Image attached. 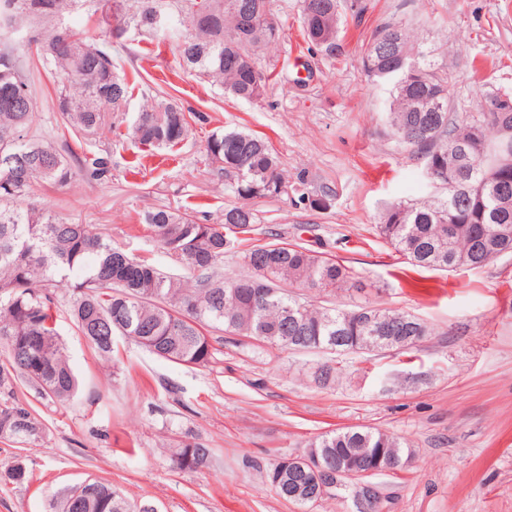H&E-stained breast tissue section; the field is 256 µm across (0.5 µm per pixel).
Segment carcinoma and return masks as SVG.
I'll return each mask as SVG.
<instances>
[{
	"instance_id": "carcinoma-1",
	"label": "carcinoma",
	"mask_w": 512,
	"mask_h": 512,
	"mask_svg": "<svg viewBox=\"0 0 512 512\" xmlns=\"http://www.w3.org/2000/svg\"><path fill=\"white\" fill-rule=\"evenodd\" d=\"M78 0H0V23L12 27L47 25L36 41L42 69L59 74L54 88L64 128L72 139L61 153L50 143L27 137L33 123L30 109L14 102H32L31 75L15 50L5 44L0 58V344L7 364L0 366V426L8 417L22 421L19 429L0 430V438L25 446L36 444L45 428L33 409L14 396L17 382L60 402L77 391L56 328L52 289L72 290L70 311L79 333L106 358L113 338L123 336L160 359L207 367L216 348L208 329H224L278 348L325 349L334 340L342 351L372 350L364 322L374 306L356 308L347 318L343 309L305 304L295 288L334 293L356 284L344 265L300 243L280 242L271 251L262 245L243 255L246 275L222 278L216 269L231 250L224 236L228 224L243 233L254 230L258 216L248 201L288 194V182L268 142L246 131L229 129L207 142L211 162H224L227 190L239 203L224 208L221 223L204 224L184 211L158 209L144 215L147 231L187 270L191 282L173 277L148 259H136L112 246L91 224L65 223L32 203L21 205L42 183L67 184L74 177L72 161L106 125L107 110L120 111L130 86L117 73L112 43H94L76 36L65 16ZM105 0L104 15L129 18L150 32L187 29L179 54L187 69L208 76L233 97L257 101L266 92L268 76L237 68L233 61H257V53L280 39L273 21L274 0H210V14L200 16L197 0ZM302 23L308 43L321 36L337 37L338 0H302ZM414 31L401 20L381 24L366 44L363 68L367 77L390 86L387 112L389 136L421 160L442 193L423 202L397 201L380 216V234L412 265L453 271L481 268L512 253V112L509 102L493 95L478 112L459 115L450 110L448 67L417 44ZM193 112L174 101L156 97L139 112L132 135L139 144L172 148L190 133ZM263 280L274 294L245 306L253 285ZM381 324L391 336H428L427 324L414 315L383 308ZM323 465L333 467L346 453L365 452L380 460L378 471L401 466L406 444L382 431L346 428L322 435L310 444ZM209 450L187 443L173 456L182 470L204 467ZM285 465L266 472L269 484ZM56 512H157L150 502L132 503L111 483L91 479L83 488L65 492Z\"/></svg>"
}]
</instances>
